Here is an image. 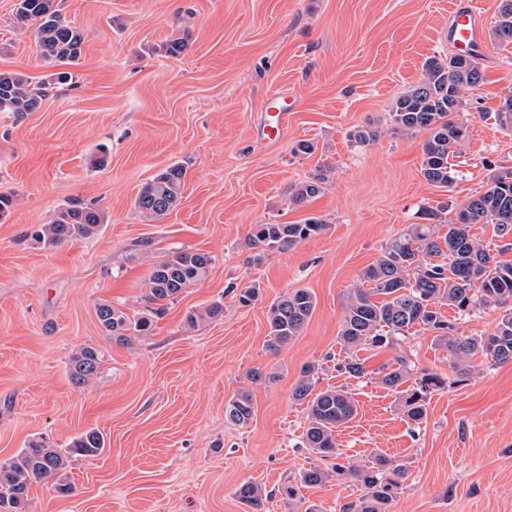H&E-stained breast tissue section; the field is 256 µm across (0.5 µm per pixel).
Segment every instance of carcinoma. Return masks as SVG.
<instances>
[{"mask_svg":"<svg viewBox=\"0 0 512 512\" xmlns=\"http://www.w3.org/2000/svg\"><path fill=\"white\" fill-rule=\"evenodd\" d=\"M55 0H17L16 16L34 23L38 55L48 61L76 63L82 55L83 31L66 22L54 6ZM501 44H512V0H501L493 30ZM484 81L478 55L456 53L433 57L424 65L421 81L401 93L388 112L389 131L398 135L428 133L422 146L421 172L440 187H452L456 170L449 157L467 135V125L459 120L466 102V92ZM52 84L35 81L13 72H0V112L22 115L36 111L48 96ZM496 120L512 130V90L501 97ZM381 135L379 126L367 123L354 128L349 137L360 146L375 143ZM186 170L173 164L149 178L136 201L137 212L146 220H158L180 202ZM325 177L322 174L295 186L291 201L301 205L319 195ZM422 224H409L390 240L380 257L368 265L355 284L347 289L339 343L346 353L341 368L355 379L366 376L363 363L356 357L360 348L385 349L400 344L409 331L418 327L436 333V340L448 349L449 367L458 377L473 370L472 360L480 354L493 364L512 361V260H499L468 235L471 224H492L501 238L512 237V168L494 169L483 191L467 198L448 217V204L424 206L419 212ZM102 210L74 199L59 210L52 220L40 226L33 239L46 248L88 240L97 236L104 224ZM325 224L312 218L303 224H258L249 237L251 248L258 250L254 260H262L271 250H291L320 234ZM214 258L207 252L177 249L153 264L146 282L147 312L130 317L123 309L101 302L96 316L113 343L130 346L140 336L150 335L154 320L165 314L190 286L201 281ZM315 295L297 288L274 300L267 312L268 347L277 352L301 335L316 308ZM447 305L462 315L477 307L501 309L498 324L487 336L456 334L454 326L441 313ZM224 315V305L214 302L204 313H192L186 323L196 325L206 317L216 320ZM100 351L90 345L76 348L67 362L68 378L84 386L98 373ZM318 367L306 364L291 391V399L307 404V425L303 443L322 459H338L336 431L357 414L352 393L342 387L315 391ZM378 381L396 390L403 385L399 409L403 416L420 424L427 416L431 394L444 388L446 380L437 372L416 370L406 356L381 367ZM225 419L240 427L254 417L250 390L242 389L224 404ZM105 438L95 429L74 438L67 453L43 442L33 441L10 460L0 464V512H27L29 491L34 484L68 494L72 486L62 478L70 455L94 458L104 450ZM405 476V468L386 457H378L372 466H345L330 469L312 466L299 475V483L287 488L294 499L299 487H316L336 478L359 487L362 495L356 505L343 512H388L395 490ZM264 490L261 485L244 482L236 489L239 500L249 512H262Z\"/></svg>","mask_w":512,"mask_h":512,"instance_id":"obj_1","label":"carcinoma"}]
</instances>
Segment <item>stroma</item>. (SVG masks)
I'll use <instances>...</instances> for the list:
<instances>
[{"instance_id":"1","label":"stroma","mask_w":512,"mask_h":512,"mask_svg":"<svg viewBox=\"0 0 512 512\" xmlns=\"http://www.w3.org/2000/svg\"><path fill=\"white\" fill-rule=\"evenodd\" d=\"M452 0H56L83 30L77 65L47 62L34 28L18 22L16 0H0V70L39 79L65 70L34 112H0V193L13 206L0 219V463L29 442L67 450L81 433L105 437L94 458L70 457L62 496L33 485L28 512H247L236 497L245 481L268 494L263 512H342L359 499L331 480L288 500L285 487L320 461L302 442L304 405L291 389L305 363L319 367L318 389L346 386L358 415L336 434L341 463L369 465L383 455L406 468L390 512H512V362L475 357L452 381L447 350L433 332H410L399 350L365 349L366 378L341 375L343 299L361 271L424 206H457L480 192L490 167L512 168V131L495 119L512 88V45L493 39L500 0L477 4L485 36L483 83L467 92L468 134L451 162L452 189L421 173L425 133L382 134L353 144L349 132L384 125L394 99L423 77V64L451 54L444 38ZM184 37L185 52L162 46ZM291 96L288 129L274 145L260 137L269 99ZM312 142V153L296 151ZM107 147V161L91 155ZM186 170L182 198L147 222L134 207L142 184L172 164ZM324 174L319 196L292 204L294 187ZM101 209L89 240L43 248L33 231L69 201ZM322 220L326 229L297 248L248 263L257 224ZM151 240L147 252L130 245ZM210 253L207 276L187 288L150 336L112 343L98 303L129 316L146 309L145 282L168 250ZM256 284L259 299L241 305ZM296 288L315 311L301 336L279 352L266 346L269 305ZM223 302L224 315L187 328L188 313ZM101 351L98 375L83 387L67 375L69 355ZM416 369L447 377L422 424L408 422L395 391L373 373L396 352ZM275 371L252 382L250 371ZM253 394L254 419L228 423L224 404Z\"/></svg>"}]
</instances>
